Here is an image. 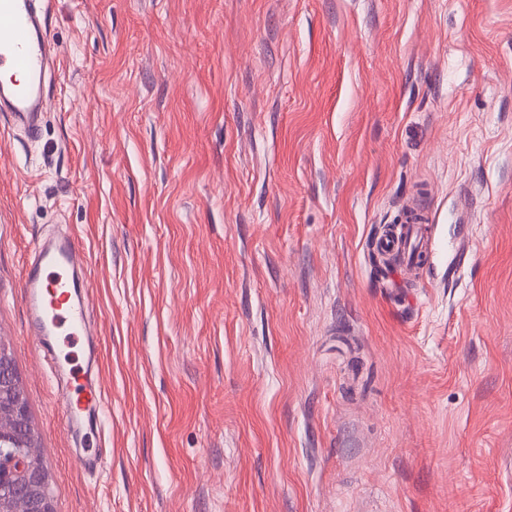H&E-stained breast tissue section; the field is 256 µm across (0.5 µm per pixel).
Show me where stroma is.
I'll list each match as a JSON object with an SVG mask.
<instances>
[{
    "instance_id": "1",
    "label": "stroma",
    "mask_w": 512,
    "mask_h": 512,
    "mask_svg": "<svg viewBox=\"0 0 512 512\" xmlns=\"http://www.w3.org/2000/svg\"><path fill=\"white\" fill-rule=\"evenodd\" d=\"M0 112V342L54 512H512V0H50ZM419 271L376 275L404 211ZM82 240L64 428L33 244ZM97 459L85 468L82 458ZM53 60L54 49L35 1L0 0V68L6 80L12 75L15 79L1 82L0 105L8 109L11 127L32 139L39 134L47 106L45 82Z\"/></svg>"
}]
</instances>
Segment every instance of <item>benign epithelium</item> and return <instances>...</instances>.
I'll return each instance as SVG.
<instances>
[{"mask_svg": "<svg viewBox=\"0 0 512 512\" xmlns=\"http://www.w3.org/2000/svg\"><path fill=\"white\" fill-rule=\"evenodd\" d=\"M9 349L0 345V512H53L49 475Z\"/></svg>", "mask_w": 512, "mask_h": 512, "instance_id": "obj_1", "label": "benign epithelium"}]
</instances>
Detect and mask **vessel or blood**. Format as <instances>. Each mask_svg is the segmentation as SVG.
<instances>
[{
  "mask_svg": "<svg viewBox=\"0 0 512 512\" xmlns=\"http://www.w3.org/2000/svg\"><path fill=\"white\" fill-rule=\"evenodd\" d=\"M53 60L54 49L34 0H0V68L20 74L0 84V105L7 108L11 127L32 139L39 134L47 106L45 82ZM426 231V226H412L403 234L381 237L379 247L417 261ZM82 270V242L76 235L34 247L24 288L27 325L39 344L51 343L64 325L73 335H88L90 284Z\"/></svg>",
  "mask_w": 512,
  "mask_h": 512,
  "instance_id": "1",
  "label": "vessel or blood"
}]
</instances>
